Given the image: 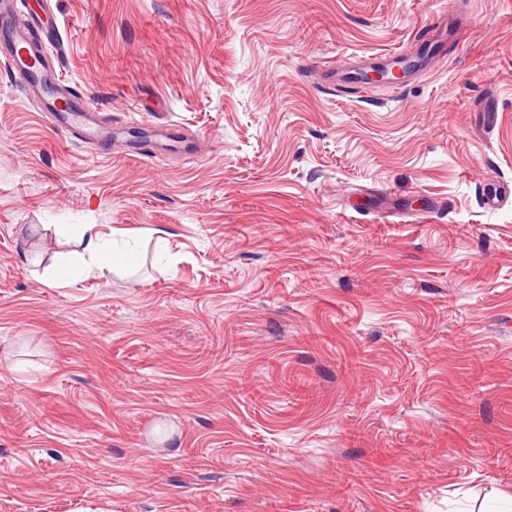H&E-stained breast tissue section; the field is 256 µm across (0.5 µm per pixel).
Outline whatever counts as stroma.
<instances>
[{
    "label": "stroma",
    "instance_id": "stroma-1",
    "mask_svg": "<svg viewBox=\"0 0 512 512\" xmlns=\"http://www.w3.org/2000/svg\"><path fill=\"white\" fill-rule=\"evenodd\" d=\"M15 2L108 141L0 57V512H512V0ZM389 59L392 66H398L400 68H388L385 66L376 67L367 74V79L376 84L390 83L394 80L401 79L406 73L403 69L407 67V57L399 54L398 52H391L389 54ZM82 251H77L70 258H62L54 267V278L63 279L80 268L87 272L106 274H123L134 265L132 255L135 248L129 243H120L114 238H104L89 233L92 225L82 224ZM88 237L86 238V235Z\"/></svg>",
    "mask_w": 512,
    "mask_h": 512
}]
</instances>
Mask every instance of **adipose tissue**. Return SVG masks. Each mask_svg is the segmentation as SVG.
<instances>
[{
  "instance_id": "obj_1",
  "label": "adipose tissue",
  "mask_w": 512,
  "mask_h": 512,
  "mask_svg": "<svg viewBox=\"0 0 512 512\" xmlns=\"http://www.w3.org/2000/svg\"><path fill=\"white\" fill-rule=\"evenodd\" d=\"M133 253L134 249L129 244L91 234L84 238L82 250L56 263L54 277L60 280L79 269L102 276L123 274L133 267Z\"/></svg>"
}]
</instances>
